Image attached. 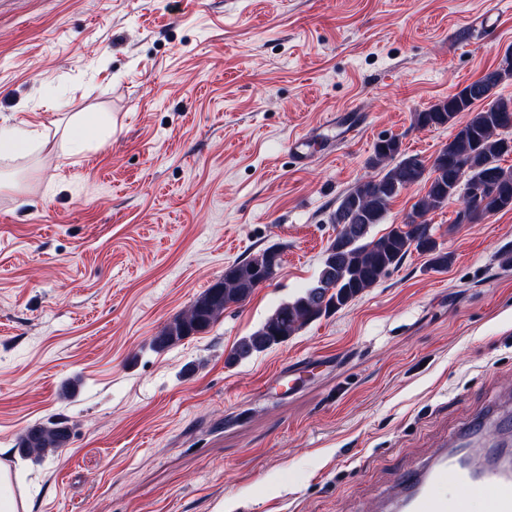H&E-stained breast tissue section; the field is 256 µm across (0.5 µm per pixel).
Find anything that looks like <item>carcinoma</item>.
<instances>
[{
    "mask_svg": "<svg viewBox=\"0 0 512 512\" xmlns=\"http://www.w3.org/2000/svg\"><path fill=\"white\" fill-rule=\"evenodd\" d=\"M511 54V50L506 51L496 69L458 93L414 113V123L420 128L457 125L456 133L431 166L405 155L396 137L374 144L372 165L385 166L387 171L377 179L358 182L331 213L330 223L338 231L325 250L318 276L293 299L281 303L256 331L242 337L231 349L227 364L281 345L304 325L344 309L413 250L429 256L431 268H448L452 255L439 247L426 216L449 200H462L461 220L468 223L512 210V168L501 165L503 157L512 155V102L493 98V90L512 76ZM487 99V106L477 107ZM462 114L467 119L459 124ZM418 183L425 185V192L405 220L378 237L371 235L373 227L382 223L391 201ZM262 256L260 251L226 268L224 287L205 289L154 337V348L163 350L211 327L224 310L246 301L256 289V279L267 271L260 261ZM67 438L68 430L60 424H41L19 437L18 448L42 459L64 447Z\"/></svg>",
    "mask_w": 512,
    "mask_h": 512,
    "instance_id": "obj_1",
    "label": "carcinoma"
}]
</instances>
